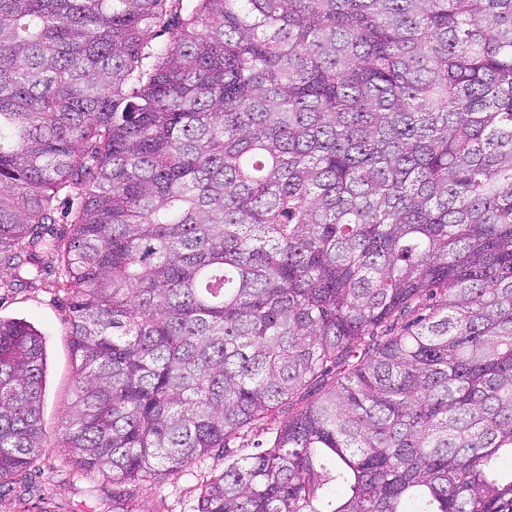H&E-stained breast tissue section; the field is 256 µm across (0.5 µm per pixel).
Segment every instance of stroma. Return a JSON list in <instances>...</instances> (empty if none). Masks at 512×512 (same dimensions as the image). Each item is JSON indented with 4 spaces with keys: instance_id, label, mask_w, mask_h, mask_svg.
I'll list each match as a JSON object with an SVG mask.
<instances>
[{
    "instance_id": "1",
    "label": "stroma",
    "mask_w": 512,
    "mask_h": 512,
    "mask_svg": "<svg viewBox=\"0 0 512 512\" xmlns=\"http://www.w3.org/2000/svg\"><path fill=\"white\" fill-rule=\"evenodd\" d=\"M0 317L32 324L46 351V386L42 407L45 448L31 469L32 493L19 483L0 484V512H112V494L120 492L129 512H195L201 487L223 472L225 464L244 455L239 441L213 451L182 472L161 474L149 482L115 486L111 477L78 474L61 448L62 422L74 406L75 365L69 343L66 289L54 287L0 288Z\"/></svg>"
}]
</instances>
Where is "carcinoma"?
<instances>
[{
	"mask_svg": "<svg viewBox=\"0 0 512 512\" xmlns=\"http://www.w3.org/2000/svg\"><path fill=\"white\" fill-rule=\"evenodd\" d=\"M0 271L67 287L82 473L512 512V0H0ZM45 371L0 319V483Z\"/></svg>",
	"mask_w": 512,
	"mask_h": 512,
	"instance_id": "1",
	"label": "carcinoma"
}]
</instances>
